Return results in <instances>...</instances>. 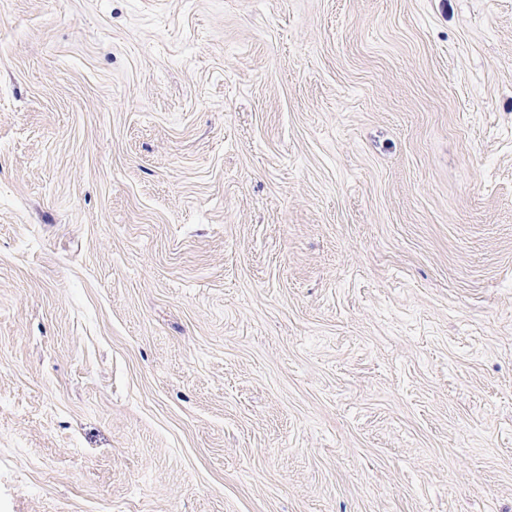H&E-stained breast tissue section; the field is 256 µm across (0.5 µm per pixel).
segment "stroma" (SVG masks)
<instances>
[{"mask_svg":"<svg viewBox=\"0 0 512 512\" xmlns=\"http://www.w3.org/2000/svg\"><path fill=\"white\" fill-rule=\"evenodd\" d=\"M0 512H512V0H0Z\"/></svg>","mask_w":512,"mask_h":512,"instance_id":"obj_1","label":"stroma"}]
</instances>
